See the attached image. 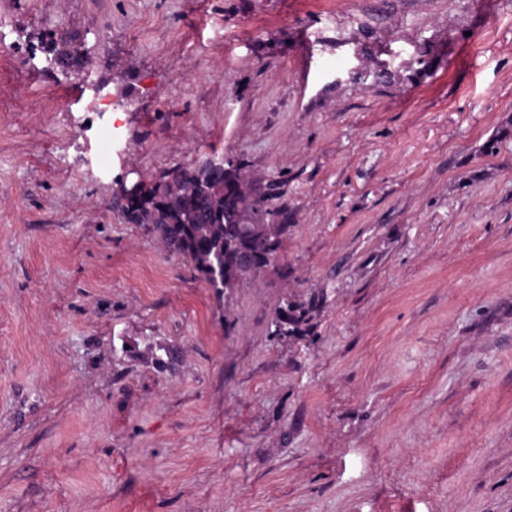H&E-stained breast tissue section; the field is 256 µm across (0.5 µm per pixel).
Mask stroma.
<instances>
[{
	"mask_svg": "<svg viewBox=\"0 0 512 512\" xmlns=\"http://www.w3.org/2000/svg\"><path fill=\"white\" fill-rule=\"evenodd\" d=\"M0 31V512H512V0H0ZM214 154L289 216L284 270L223 291L111 206ZM51 52L57 64L70 74L78 75L86 72L89 63L87 52L82 48L72 45L54 46ZM320 299L319 295L314 294L304 302L289 294L274 310L270 322L271 334L278 338L309 335L312 313L318 309Z\"/></svg>",
	"mask_w": 512,
	"mask_h": 512,
	"instance_id": "obj_1",
	"label": "stroma"
}]
</instances>
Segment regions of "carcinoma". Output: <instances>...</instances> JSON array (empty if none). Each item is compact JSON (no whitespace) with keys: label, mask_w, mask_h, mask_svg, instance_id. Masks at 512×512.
Returning a JSON list of instances; mask_svg holds the SVG:
<instances>
[{"label":"carcinoma","mask_w":512,"mask_h":512,"mask_svg":"<svg viewBox=\"0 0 512 512\" xmlns=\"http://www.w3.org/2000/svg\"><path fill=\"white\" fill-rule=\"evenodd\" d=\"M57 64L74 75L86 72L87 52L72 45L53 47ZM250 189L239 158H228L220 171L206 163L178 165L160 172L149 182L120 183L113 194L124 221L158 234L162 244L183 257L213 288L229 282L238 287L255 279L281 259L288 235V207L273 197ZM259 213L274 217L271 224H254ZM320 296L301 301L289 295L276 307L271 334L297 338L311 332V317Z\"/></svg>","instance_id":"obj_1"}]
</instances>
